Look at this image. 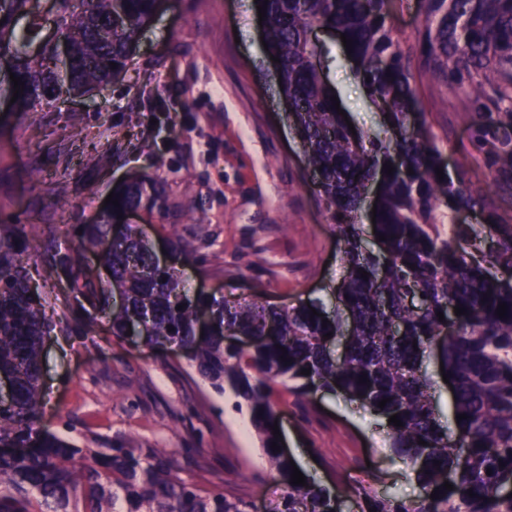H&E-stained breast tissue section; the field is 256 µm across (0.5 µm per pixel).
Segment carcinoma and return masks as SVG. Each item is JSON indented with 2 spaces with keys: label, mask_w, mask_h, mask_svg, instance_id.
Masks as SVG:
<instances>
[{
  "label": "carcinoma",
  "mask_w": 512,
  "mask_h": 512,
  "mask_svg": "<svg viewBox=\"0 0 512 512\" xmlns=\"http://www.w3.org/2000/svg\"><path fill=\"white\" fill-rule=\"evenodd\" d=\"M62 40L42 37L33 0H0V53L12 57L0 98L13 97L10 76L24 82L15 111L35 112L68 92L84 96L121 74L159 0H51ZM388 0H257L267 5L265 54L280 59L276 77L316 195L337 230L346 275L333 313L326 302L264 306L188 295L180 273L159 263L150 240L117 215L144 209L167 214L160 174L114 195L119 206L85 224L67 254L47 253L49 273L64 270L67 288L98 309L116 337L135 331L150 346L180 345L191 367L219 394L231 390L246 408L285 491L273 512H340L325 487L290 484V457L272 449L271 426L283 395L341 394L403 426L388 425L391 449L414 472L413 501L358 489L362 512H512V224L480 190L443 173L437 136L420 110L418 81L444 86L461 112L487 114L497 186L512 190V0H424L416 58L395 46L386 26ZM323 26L352 41L351 59L369 104L388 127L353 133L333 106L315 60L336 53L315 41ZM41 44L38 54L27 51ZM401 157L392 174L383 164ZM413 173H408V170ZM377 185V250L363 245L359 214L368 182ZM478 209L484 223L459 212ZM93 252L108 279L87 274ZM24 249L0 235V512H249L243 498L212 492L181 476L170 448L123 441L95 448L41 428V347L50 331L44 298L30 283ZM367 272L361 278L359 270ZM119 294L120 303L113 301ZM508 306L506 317L497 306ZM183 309H177V306ZM466 314L446 325L437 313ZM317 314H312L311 309ZM328 323H323V320ZM229 335L255 337L247 350ZM431 357L435 370L422 369ZM287 361H282V358ZM310 370L303 375L301 371ZM454 383L455 438L436 417L442 375ZM366 376L368 382L359 378ZM384 407H378L381 400ZM425 444H419V441ZM440 465H434V462ZM453 490L443 488L444 483ZM439 498L432 499L433 490ZM474 496H469L468 492Z\"/></svg>",
  "instance_id": "1"
}]
</instances>
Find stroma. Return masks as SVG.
Masks as SVG:
<instances>
[{
    "mask_svg": "<svg viewBox=\"0 0 512 512\" xmlns=\"http://www.w3.org/2000/svg\"><path fill=\"white\" fill-rule=\"evenodd\" d=\"M387 12L400 48L418 49L422 0H389ZM262 34L254 0H163L98 105L76 99L0 112V230L23 238L35 257L68 251L111 191L159 171L160 190L187 212L175 231L191 253L171 249L159 224L127 221L181 271L190 294L266 305L328 297L345 275L341 246L315 198ZM328 75L354 125L379 122L350 63L337 61ZM447 96L436 84L420 90L443 157L466 185L490 186L482 120L446 105ZM29 272L52 323L42 348L46 429L90 446L120 439L176 449L183 478L273 512L282 488L232 393H216L175 348L113 338L65 278H45L34 264ZM278 411L290 455L339 491L345 512H361L362 485L419 497L383 417L321 392L287 396Z\"/></svg>",
    "mask_w": 512,
    "mask_h": 512,
    "instance_id": "35a3bbf8",
    "label": "stroma"
}]
</instances>
